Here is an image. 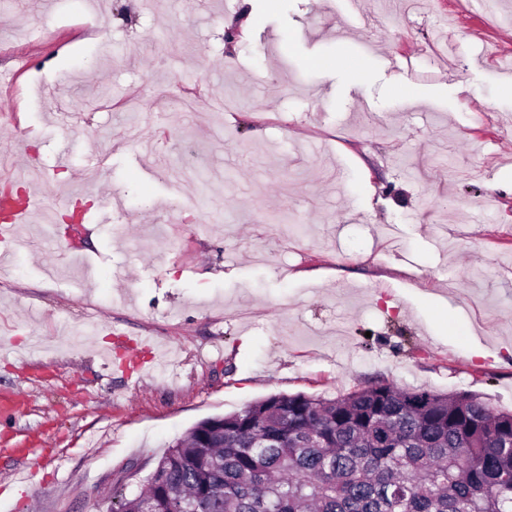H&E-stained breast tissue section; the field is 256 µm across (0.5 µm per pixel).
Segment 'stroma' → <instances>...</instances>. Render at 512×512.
Wrapping results in <instances>:
<instances>
[{"label": "stroma", "mask_w": 512, "mask_h": 512, "mask_svg": "<svg viewBox=\"0 0 512 512\" xmlns=\"http://www.w3.org/2000/svg\"><path fill=\"white\" fill-rule=\"evenodd\" d=\"M18 55L0 175L59 208L0 263V512L275 393L512 411V0H0Z\"/></svg>", "instance_id": "1"}]
</instances>
